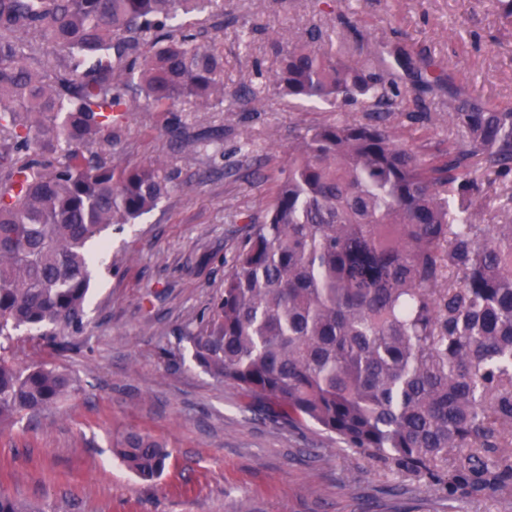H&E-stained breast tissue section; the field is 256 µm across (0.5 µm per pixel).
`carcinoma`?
Returning <instances> with one entry per match:
<instances>
[{"instance_id":"obj_1","label":"carcinoma","mask_w":512,"mask_h":512,"mask_svg":"<svg viewBox=\"0 0 512 512\" xmlns=\"http://www.w3.org/2000/svg\"><path fill=\"white\" fill-rule=\"evenodd\" d=\"M214 7L224 0H0V430L80 389L56 364L17 365L1 340L23 327L80 330L89 243L104 253V231L172 189L163 161L106 153L131 112L173 114L168 134L193 148L176 113L257 98L224 87L216 38L177 22ZM274 51L273 89L359 103L364 118L290 135L264 220L241 217L253 232L223 293L203 327L183 331L192 358L250 411L424 474L448 500L511 493L512 209L479 224L477 201L512 182V110L457 96L448 123L460 138L404 140L398 130L424 113L387 73L348 63L317 30ZM117 454L153 479L170 450L131 430ZM0 512L37 510L0 490Z\"/></svg>"}]
</instances>
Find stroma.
<instances>
[{"mask_svg":"<svg viewBox=\"0 0 512 512\" xmlns=\"http://www.w3.org/2000/svg\"><path fill=\"white\" fill-rule=\"evenodd\" d=\"M253 28L242 44L241 22ZM334 36L343 58L397 44L431 63L440 81L422 89L395 69L407 99L426 112L432 141L455 137L449 105L461 95L512 109V23L495 0H224V84L258 89L253 111L182 113L203 145L180 151L167 113L136 108L115 156L160 159L174 170L169 194L143 219L104 233L106 259L92 278L82 328L55 351L36 332H15L18 365L50 359L81 388L37 422L0 433V489L43 512H512V494L446 500L428 478L353 451L314 426L273 423L192 359L180 333L197 326L251 231L236 213H261L288 164V135L342 118L336 110L264 91L275 70L272 40L294 46L309 30ZM141 430L169 443L165 472L147 482L113 455Z\"/></svg>","mask_w":512,"mask_h":512,"instance_id":"35a3bbf8","label":"stroma"}]
</instances>
